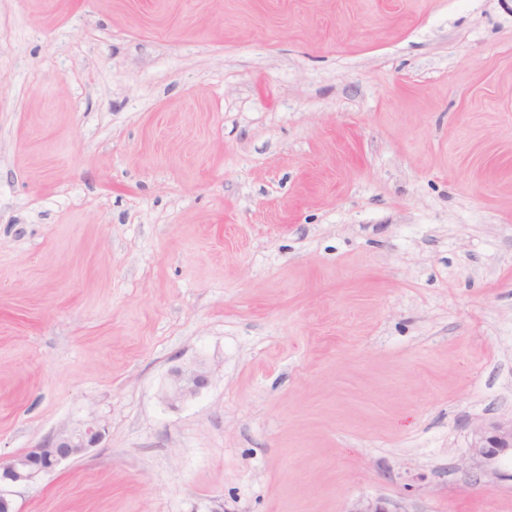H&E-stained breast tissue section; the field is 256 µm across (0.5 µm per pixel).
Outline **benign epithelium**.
<instances>
[{"mask_svg":"<svg viewBox=\"0 0 512 512\" xmlns=\"http://www.w3.org/2000/svg\"><path fill=\"white\" fill-rule=\"evenodd\" d=\"M209 381L210 372L203 367H178L172 371L163 399L170 405L185 401L206 388ZM101 438V430L94 426L49 436L33 448L6 460L0 458V481L31 483L62 463L83 455ZM470 448L471 454L461 466L466 477H477L476 466L494 469L498 458L512 451V416L474 429Z\"/></svg>","mask_w":512,"mask_h":512,"instance_id":"1","label":"benign epithelium"}]
</instances>
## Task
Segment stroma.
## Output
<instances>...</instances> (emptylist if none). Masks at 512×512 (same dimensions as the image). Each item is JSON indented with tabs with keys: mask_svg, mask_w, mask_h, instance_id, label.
Segmentation results:
<instances>
[{
	"mask_svg": "<svg viewBox=\"0 0 512 512\" xmlns=\"http://www.w3.org/2000/svg\"><path fill=\"white\" fill-rule=\"evenodd\" d=\"M510 415L512 0H0L16 512H512ZM210 372L203 367H178L172 371L171 379L162 398L170 405L196 396L206 388ZM470 448L468 460L461 468L458 467L466 477L477 479L474 466L495 470V463L501 455L510 450L512 456V416L474 429ZM102 438L100 428L88 426L83 430L61 433L47 437L33 448L13 455L6 460L0 458V483H31L62 463L83 455Z\"/></svg>",
	"mask_w": 512,
	"mask_h": 512,
	"instance_id": "1",
	"label": "stroma"
}]
</instances>
